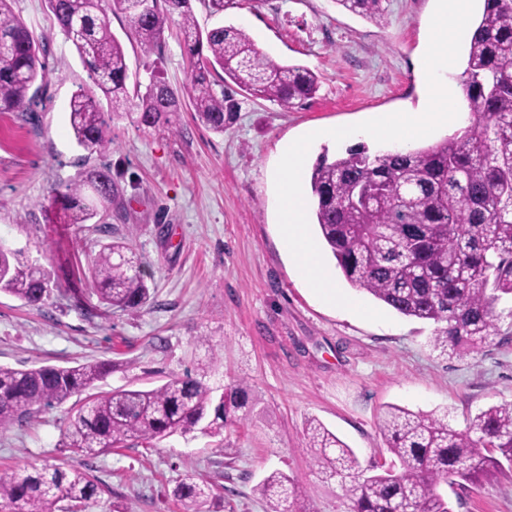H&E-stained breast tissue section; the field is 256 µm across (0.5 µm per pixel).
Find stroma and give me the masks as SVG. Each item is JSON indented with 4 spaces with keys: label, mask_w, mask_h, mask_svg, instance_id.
I'll use <instances>...</instances> for the list:
<instances>
[{
    "label": "stroma",
    "mask_w": 512,
    "mask_h": 512,
    "mask_svg": "<svg viewBox=\"0 0 512 512\" xmlns=\"http://www.w3.org/2000/svg\"><path fill=\"white\" fill-rule=\"evenodd\" d=\"M40 46L47 81L36 114L0 115V240L39 260L54 294L38 307L0 293V364L17 369L109 360L116 369L100 390L152 389L193 370L221 347L224 362L211 384L247 382L240 422L223 439L171 435L150 446L134 440L94 458L60 446L74 400L31 425L0 432V469L46 459L88 473L99 487L93 512H178L175 481L190 470L220 487L223 512H266L253 491L280 470L298 479L314 512H349L341 483L312 466L305 427L321 422L356 452L362 466L388 453L378 430L391 405L447 413L464 429L492 405L512 406V339L462 357L442 358L432 328L393 315L372 323L325 305L294 267L277 222L276 166L289 141L427 106L423 56L435 0H385L374 24L336 0H232L213 11L193 0L199 27L244 28L270 59L308 67L315 96L291 110L224 87L236 103L221 133L202 125L188 98L189 68L177 24L159 52L128 40V20L110 16L130 73L148 82L158 72L181 101L173 130H138L116 119V146L86 159L72 136L67 107L85 68L47 0H12ZM112 174L110 235L73 224L53 187L78 180L87 164ZM140 255L154 291L135 312H113L90 293L84 272L106 238ZM79 295L83 309L70 299ZM453 512H512V470L478 483L445 486Z\"/></svg>",
    "instance_id": "stroma-1"
}]
</instances>
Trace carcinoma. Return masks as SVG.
<instances>
[{"instance_id":"carcinoma-1","label":"carcinoma","mask_w":512,"mask_h":512,"mask_svg":"<svg viewBox=\"0 0 512 512\" xmlns=\"http://www.w3.org/2000/svg\"><path fill=\"white\" fill-rule=\"evenodd\" d=\"M345 10L380 23L382 0H336ZM56 20L82 59L87 81L69 101L76 144L101 156L116 145L114 119L135 115L143 130L173 127L180 102L157 76L129 85L121 41L109 13L129 20L128 38L145 54L159 48L173 19L187 47L189 95L196 118L222 133L235 104L216 86L230 80L241 90L288 110L311 98L316 75L281 65L236 26L198 28L191 0H48ZM218 71L224 76L214 80ZM44 65L26 23L0 0V114L32 112L33 86ZM461 89L473 124L426 147L371 154L350 149L322 157L310 177L315 224L325 248L353 287L398 314L433 326L431 347L467 355L495 342L499 321L512 317V0H484L471 34ZM69 202L70 221L101 223L112 207V174L94 167L53 190ZM91 293L106 307L133 311L152 296L132 246L104 244L87 267ZM0 292L30 305L46 304L51 273L24 250L0 244ZM197 372L174 376L150 390L118 388L87 396L64 423L61 447L96 456L129 440L150 444L174 433L215 437L237 421L247 384L211 385L221 364L209 339ZM112 374V362L16 369L0 365V431L24 426L42 412L79 395ZM378 428L389 466L361 468L346 443L316 420L306 436L319 473L338 478L351 512H453L441 488L448 481L475 483L491 470L512 467V406H492L466 428L448 414L389 406ZM254 492L271 512H312L297 479L273 470ZM179 512H211L216 488L186 472L172 490ZM98 485L84 471L30 462L23 471L0 470V512H89Z\"/></svg>"}]
</instances>
